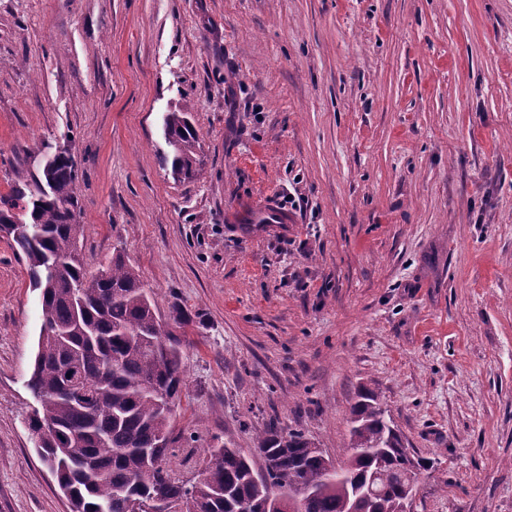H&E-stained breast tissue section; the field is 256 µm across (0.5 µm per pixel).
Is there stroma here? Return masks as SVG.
Here are the masks:
<instances>
[{
  "instance_id": "obj_1",
  "label": "stroma",
  "mask_w": 512,
  "mask_h": 512,
  "mask_svg": "<svg viewBox=\"0 0 512 512\" xmlns=\"http://www.w3.org/2000/svg\"><path fill=\"white\" fill-rule=\"evenodd\" d=\"M182 106L193 180L161 164ZM43 141L87 269L124 251L194 317L174 478L274 424L343 461L367 387L432 462L413 512H512V0H0V195ZM259 202L287 232L242 229ZM40 325L0 236V512H71L27 423Z\"/></svg>"
}]
</instances>
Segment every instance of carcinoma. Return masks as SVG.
Returning <instances> with one entry per match:
<instances>
[{"label":"carcinoma","mask_w":512,"mask_h":512,"mask_svg":"<svg viewBox=\"0 0 512 512\" xmlns=\"http://www.w3.org/2000/svg\"><path fill=\"white\" fill-rule=\"evenodd\" d=\"M164 135L171 173L197 177L188 108L165 115ZM77 179L72 157L59 152L36 173L14 170L10 194L0 195V233L41 296L28 425L71 512H147L159 487L185 512H238L243 503L250 512H294L293 489L304 494L301 512H405L430 461L404 445L367 388L350 408L351 453L339 465L303 432L271 427L256 438L263 479L230 441L207 449L202 478L171 476L170 420L186 389L180 343L122 253L95 274L85 269ZM70 373L86 400L60 394ZM146 469L155 483L139 482Z\"/></svg>","instance_id":"carcinoma-1"}]
</instances>
